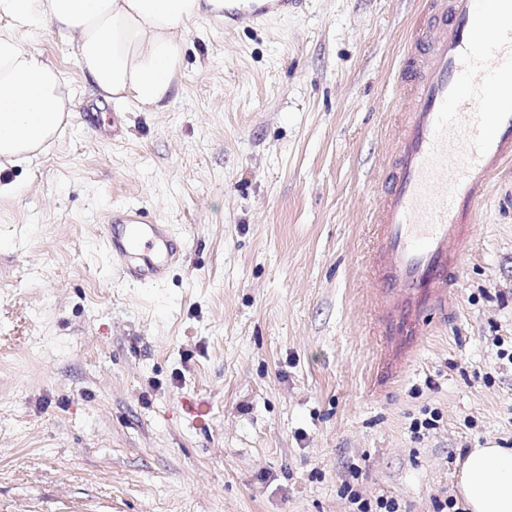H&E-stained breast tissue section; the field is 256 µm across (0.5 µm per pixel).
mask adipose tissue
I'll list each match as a JSON object with an SVG mask.
<instances>
[{
	"label": "adipose tissue",
	"instance_id": "1",
	"mask_svg": "<svg viewBox=\"0 0 512 512\" xmlns=\"http://www.w3.org/2000/svg\"><path fill=\"white\" fill-rule=\"evenodd\" d=\"M224 0H0V169L45 152L67 126L64 73L27 45L41 28L66 35L96 93L151 110L176 95L191 24ZM465 512H512V448H475L458 480Z\"/></svg>",
	"mask_w": 512,
	"mask_h": 512
}]
</instances>
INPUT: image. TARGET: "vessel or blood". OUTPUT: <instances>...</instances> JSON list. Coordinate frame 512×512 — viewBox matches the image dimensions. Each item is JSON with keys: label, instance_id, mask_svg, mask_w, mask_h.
I'll list each match as a JSON object with an SVG mask.
<instances>
[{"label": "vessel or blood", "instance_id": "obj_1", "mask_svg": "<svg viewBox=\"0 0 512 512\" xmlns=\"http://www.w3.org/2000/svg\"><path fill=\"white\" fill-rule=\"evenodd\" d=\"M300 0H226L243 23L287 12ZM407 101L396 162L378 212L374 270L385 341L381 373L396 372L417 348L427 313L445 307L464 238L492 176L512 160V0H419L396 81ZM121 275L163 280L186 255L169 225L129 207L104 225Z\"/></svg>", "mask_w": 512, "mask_h": 512}]
</instances>
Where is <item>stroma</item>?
<instances>
[{"label": "stroma", "instance_id": "stroma-1", "mask_svg": "<svg viewBox=\"0 0 512 512\" xmlns=\"http://www.w3.org/2000/svg\"><path fill=\"white\" fill-rule=\"evenodd\" d=\"M414 0H303L182 43L160 112L95 95L68 38L30 45L75 112L0 171V512H436L473 448H512V164L479 206L446 314L375 386L368 262L405 103ZM126 207L187 247L123 278ZM430 428L414 429V422Z\"/></svg>", "mask_w": 512, "mask_h": 512}]
</instances>
